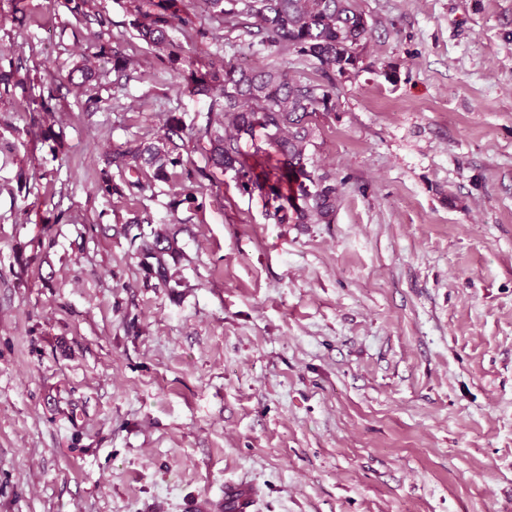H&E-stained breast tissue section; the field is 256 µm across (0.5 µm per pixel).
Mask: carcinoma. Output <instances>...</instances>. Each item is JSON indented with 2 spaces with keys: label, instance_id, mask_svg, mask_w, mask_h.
I'll return each instance as SVG.
<instances>
[{
  "label": "carcinoma",
  "instance_id": "cac0c4a2",
  "mask_svg": "<svg viewBox=\"0 0 512 512\" xmlns=\"http://www.w3.org/2000/svg\"><path fill=\"white\" fill-rule=\"evenodd\" d=\"M208 13L227 23L240 17L251 19L248 47H258L269 54L292 50L313 60L328 84L304 82L291 78L274 66L241 69L210 63L208 69H194L188 75L187 89L194 95L210 98L203 120L185 124L181 117L165 118L154 143L145 145L128 140L106 157L97 190L112 195L109 168L119 172L153 169L152 179L168 182L172 170L181 169L180 190L174 192L172 207L196 208V193L206 178L204 170L187 167L183 153L190 145H208L206 166L235 172V182L243 193H257L269 205L267 217L276 224H329L336 212L340 189L327 172L317 173L307 155L313 128L311 117L334 109L336 76L357 68L360 49L369 34L366 17L353 0H203ZM184 0H158L153 10L135 6L131 25L140 39L171 62L193 63L185 46L175 42L169 30L179 25L190 28L193 21L183 15ZM112 56V70L117 79L128 77L131 60L109 44H101L97 56ZM21 67H0V87L20 90V112L46 111L48 100L30 93V81L20 75ZM249 139L252 151L242 149ZM147 259L149 271L158 286L170 287L166 256L174 250L170 233L154 235L139 247Z\"/></svg>",
  "mask_w": 512,
  "mask_h": 512
}]
</instances>
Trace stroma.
Segmentation results:
<instances>
[{
	"instance_id": "obj_1",
	"label": "stroma",
	"mask_w": 512,
	"mask_h": 512,
	"mask_svg": "<svg viewBox=\"0 0 512 512\" xmlns=\"http://www.w3.org/2000/svg\"><path fill=\"white\" fill-rule=\"evenodd\" d=\"M0 0V58L53 134L0 94V512H512V0H354L371 26L308 154L332 223L275 224L215 169L194 210L165 184L97 190L104 155L209 98L217 57L320 79L196 12L192 63L131 25L135 0ZM129 55L114 89L102 42ZM175 233L157 286L131 237ZM21 69L22 66H13L12 63H9V70L0 67V88L3 86L5 92H10L11 89L14 93L16 89H20L21 95L17 101V112H35L38 109L47 111L49 109L48 100L43 94L37 98L30 93V81L26 75H20Z\"/></svg>"
}]
</instances>
